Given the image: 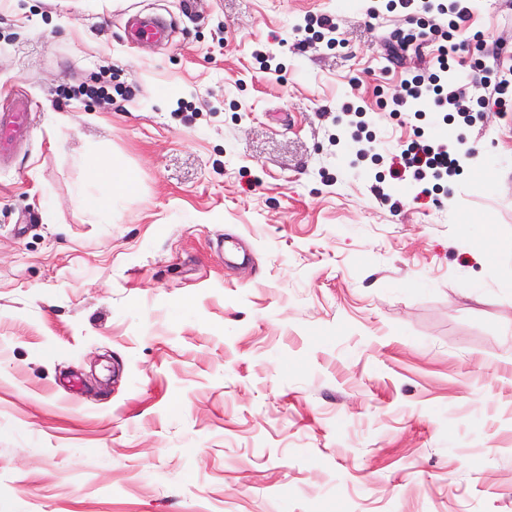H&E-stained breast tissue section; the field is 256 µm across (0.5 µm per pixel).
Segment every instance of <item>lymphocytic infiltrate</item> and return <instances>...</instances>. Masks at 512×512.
Masks as SVG:
<instances>
[{
	"mask_svg": "<svg viewBox=\"0 0 512 512\" xmlns=\"http://www.w3.org/2000/svg\"><path fill=\"white\" fill-rule=\"evenodd\" d=\"M398 5L415 28L395 33L393 40L397 45L426 40L433 32L440 33L442 41L434 50L429 74L401 79L392 97L395 111L404 110L411 102L425 100L435 121H447L449 113L454 112L467 123L473 119L471 109L475 106L506 111L507 101L512 98V68L488 61L482 32L465 36L472 15L470 0H398ZM467 56L473 57L477 70L470 82L451 86L442 83L441 72ZM458 167L456 153L440 142L438 135L425 137L417 131L409 136L393 164L398 179L409 171L421 178L437 179L456 173Z\"/></svg>",
	"mask_w": 512,
	"mask_h": 512,
	"instance_id": "obj_1",
	"label": "lymphocytic infiltrate"
}]
</instances>
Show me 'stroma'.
<instances>
[{
	"instance_id": "obj_1",
	"label": "stroma",
	"mask_w": 512,
	"mask_h": 512,
	"mask_svg": "<svg viewBox=\"0 0 512 512\" xmlns=\"http://www.w3.org/2000/svg\"><path fill=\"white\" fill-rule=\"evenodd\" d=\"M368 5L0 0V512H512V112L377 201L433 52L393 71ZM471 24L512 59V0ZM94 158L134 182L105 222ZM131 35L137 41L163 42L168 39L170 28L161 19L135 15ZM29 110L0 113V155L22 131L31 129Z\"/></svg>"
}]
</instances>
